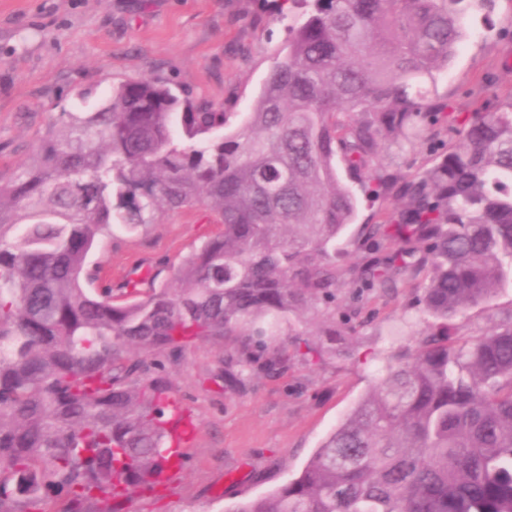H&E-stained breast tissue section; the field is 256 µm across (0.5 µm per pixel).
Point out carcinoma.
Segmentation results:
<instances>
[{
    "label": "carcinoma",
    "mask_w": 512,
    "mask_h": 512,
    "mask_svg": "<svg viewBox=\"0 0 512 512\" xmlns=\"http://www.w3.org/2000/svg\"><path fill=\"white\" fill-rule=\"evenodd\" d=\"M284 56L252 110L231 113L154 76L57 113L0 177V512H124L180 465L187 421L139 353L239 339L228 381L288 370L266 338L303 315L324 359L336 288L410 283L431 318L275 492L228 512H512V320L461 336L469 309L512 289V94L464 121L437 84L487 0H291ZM448 120L416 173L386 148ZM363 191L405 205L364 224L349 272L336 244ZM200 208L222 226L148 288H94L89 257L119 228Z\"/></svg>",
    "instance_id": "1"
}]
</instances>
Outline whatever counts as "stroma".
<instances>
[{
    "mask_svg": "<svg viewBox=\"0 0 512 512\" xmlns=\"http://www.w3.org/2000/svg\"><path fill=\"white\" fill-rule=\"evenodd\" d=\"M294 12L290 0H0V173L34 153L52 117L73 108L83 88L101 97L110 83L152 75L225 111H250L288 44ZM468 28L439 81L455 112L512 91V0H494L490 21L476 17ZM436 149L421 138L381 161L417 171L431 165ZM397 206L390 197L359 202L340 247L342 265L359 258L353 239L360 225ZM217 230L203 210L172 212L135 233L116 230L90 261L115 282L146 267L166 278ZM415 295L402 284L358 309L348 289H337V313H354L359 327L346 353L314 365L292 358L283 375H257L240 392L224 375V353L236 339L146 354L192 417L194 433L178 482L135 497L128 512H229L287 483L365 393L390 341L412 344L423 329Z\"/></svg>",
    "mask_w": 512,
    "mask_h": 512,
    "instance_id": "1",
    "label": "stroma"
}]
</instances>
